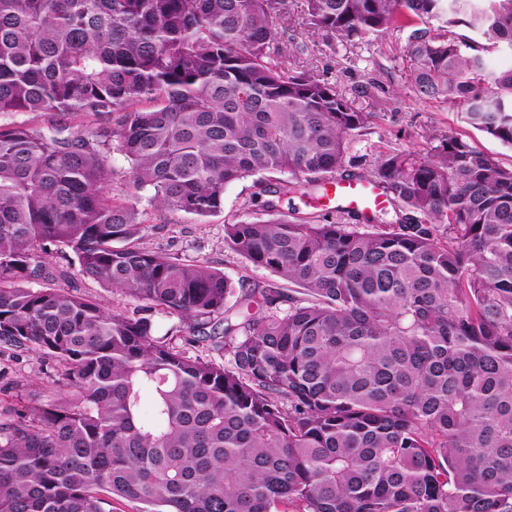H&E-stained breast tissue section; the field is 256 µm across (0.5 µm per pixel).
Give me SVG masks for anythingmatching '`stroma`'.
<instances>
[{
	"label": "stroma",
	"instance_id": "35a3bbf8",
	"mask_svg": "<svg viewBox=\"0 0 512 512\" xmlns=\"http://www.w3.org/2000/svg\"><path fill=\"white\" fill-rule=\"evenodd\" d=\"M301 0H288L277 28L288 31L304 53H289V68L304 71L334 84L354 107L372 113L361 135L355 136L348 151V172L373 170L379 153L390 149H421L435 136L453 134L476 149L512 166V149L470 127L456 108L416 98L407 79L402 50L407 31L392 30L382 36L366 35L350 43L314 31L300 10ZM252 193L251 179L229 185L224 191L220 215L198 221L154 208L148 197L138 207L144 220L141 246L162 251L184 261H205L223 271L232 282H274L268 271L252 267L224 244V223L246 215ZM69 273L64 285L76 293L92 297L101 306L117 311H133L132 299L82 278L71 256L59 253L50 260ZM68 389L57 371L31 352H0V412L22 409L35 400L67 395Z\"/></svg>",
	"mask_w": 512,
	"mask_h": 512
}]
</instances>
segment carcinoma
I'll use <instances>...</instances> for the list:
<instances>
[{
    "label": "carcinoma",
    "mask_w": 512,
    "mask_h": 512,
    "mask_svg": "<svg viewBox=\"0 0 512 512\" xmlns=\"http://www.w3.org/2000/svg\"><path fill=\"white\" fill-rule=\"evenodd\" d=\"M285 2L0 0V115L55 116L0 124V345L52 361L70 388L0 421V512H105L112 497L153 512H512V168L445 135L375 159L416 224L279 214L346 171L372 118L285 65ZM301 9L350 42L411 28L416 97L512 148V66H486L512 55V0ZM77 112L100 126L62 120ZM114 152L135 191L197 220L254 178L266 217L224 225V243L298 295L137 246V206L107 196ZM66 251L136 313L24 286ZM157 309L224 362L156 335Z\"/></svg>",
    "instance_id": "obj_1"
}]
</instances>
